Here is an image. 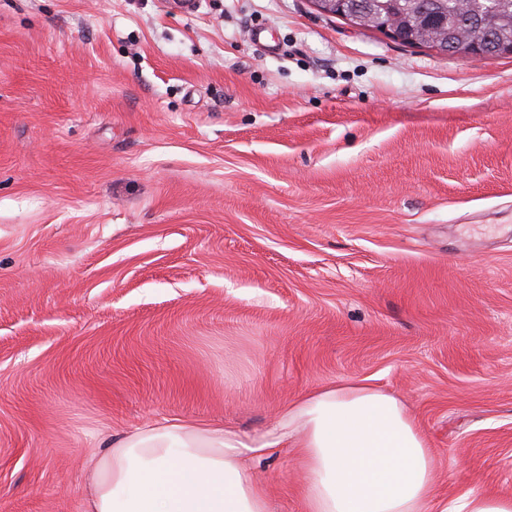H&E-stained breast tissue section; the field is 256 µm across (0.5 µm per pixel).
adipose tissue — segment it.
<instances>
[{
  "label": "adipose tissue",
  "mask_w": 512,
  "mask_h": 512,
  "mask_svg": "<svg viewBox=\"0 0 512 512\" xmlns=\"http://www.w3.org/2000/svg\"><path fill=\"white\" fill-rule=\"evenodd\" d=\"M288 446L307 512H430L434 457L424 435L398 398L361 384L286 403L259 436L180 418L139 427L100 453L83 512H268L243 461Z\"/></svg>",
  "instance_id": "adipose-tissue-1"
}]
</instances>
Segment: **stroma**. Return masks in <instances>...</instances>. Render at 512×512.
I'll use <instances>...</instances> for the list:
<instances>
[{"mask_svg": "<svg viewBox=\"0 0 512 512\" xmlns=\"http://www.w3.org/2000/svg\"><path fill=\"white\" fill-rule=\"evenodd\" d=\"M347 382L410 411L432 512L512 495V55L310 0H0V512H83L135 427L256 436ZM252 469L305 512L291 454Z\"/></svg>", "mask_w": 512, "mask_h": 512, "instance_id": "obj_1", "label": "stroma"}]
</instances>
